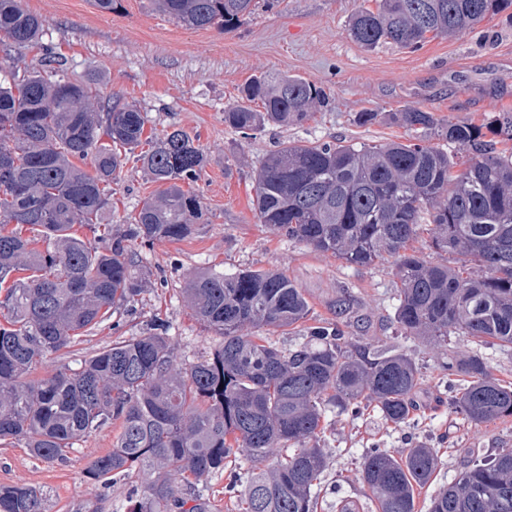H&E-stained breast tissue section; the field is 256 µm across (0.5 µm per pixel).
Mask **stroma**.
Here are the masks:
<instances>
[{
    "label": "stroma",
    "mask_w": 512,
    "mask_h": 512,
    "mask_svg": "<svg viewBox=\"0 0 512 512\" xmlns=\"http://www.w3.org/2000/svg\"><path fill=\"white\" fill-rule=\"evenodd\" d=\"M363 3L275 0L225 30L186 28L150 12L147 0H118L109 12L90 0H24L44 20L45 32L33 47L0 43V81L40 68L45 56L62 58L70 79L122 95L144 113L154 133L176 127L196 136L207 157L193 186L206 212L204 223L183 240L137 248L140 265L153 276L119 327L101 324L74 347L51 355L50 364L91 355L116 336L135 335L156 317L170 324L171 344L183 360L209 354L220 338L193 316L183 288L189 274L210 267L280 272L302 288L317 319L332 318L333 301L347 292L370 320L368 336L406 348L423 382L415 396L418 409L405 425L386 422L372 407L355 420L327 411L320 445L328 451V466L317 486L318 512H336L340 499L358 503L361 512H377L359 475L365 451L379 447L396 453L415 442L436 448L439 459L434 479L418 491L417 510L428 512L431 498L468 463L512 448V420L476 426L455 414L448 401L463 388V379L446 384L433 352L397 335L390 324L396 305L393 266H350L273 234L254 214V174L283 143L409 141L400 127L357 125L355 114L365 110L418 107L476 124L493 113L512 112V9L464 33L428 39L415 51L391 45L369 51L347 33L351 15ZM266 74L295 75L323 86L329 107L303 125L249 137L228 128L224 113L241 105L240 88ZM111 187L109 219L116 226L159 189L132 159ZM115 434L112 428L94 433L51 463L31 456L24 442L2 444L0 486L43 490L50 512H126L128 483L103 490L86 474L94 459L111 450Z\"/></svg>",
    "instance_id": "35a3bbf8"
}]
</instances>
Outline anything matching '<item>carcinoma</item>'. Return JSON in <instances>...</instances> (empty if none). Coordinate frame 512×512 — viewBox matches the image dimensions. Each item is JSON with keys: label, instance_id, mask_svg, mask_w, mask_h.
<instances>
[{"label": "carcinoma", "instance_id": "carcinoma-1", "mask_svg": "<svg viewBox=\"0 0 512 512\" xmlns=\"http://www.w3.org/2000/svg\"><path fill=\"white\" fill-rule=\"evenodd\" d=\"M148 2L183 26L226 30L259 4ZM375 2L348 24L369 51L385 44L415 51L430 35L463 33L512 7V0ZM42 32V19L22 0H0V34L12 44H36ZM50 63L56 68L46 76L32 71L0 82V444L22 441L33 456L54 461L93 433L118 428L112 451L87 474L103 488L141 477L127 512H208L195 485L241 453L251 462L247 480L234 474L224 486L241 512H317L312 489L327 467L319 445L326 408L355 419L370 403L385 421L406 424L422 384L406 350L355 335L346 296L336 300L335 319L310 325L303 290L281 273L201 271L185 294L196 318L222 337L210 354L178 361L170 325L155 319L73 367L32 377L49 355L137 301L146 273L131 244L193 233L202 205L183 185L206 164L186 131L145 138L146 116L120 94L105 97L65 76L61 61ZM241 98L247 104L224 112V125L245 136L270 124H303L329 100L323 87L287 75L255 77ZM256 101L258 109L250 106ZM376 122L401 126L413 140L283 145L257 170L255 215L347 265L392 261L391 323L437 351L443 373L465 378L450 400L456 412L476 425L511 419L512 383L495 377L479 351L461 355L449 340L512 348V150L497 148L512 141V113L480 125L418 108L355 115L358 125ZM455 151L471 154L459 171ZM133 154L161 189L121 233L83 239L75 226L103 224L110 184ZM90 155L91 172L79 166ZM298 324L307 341L288 350L245 333ZM437 466L432 448L395 455L371 448L360 479L378 512H416V489ZM46 501L37 488L0 486V512H48ZM429 512H512V448L473 461L436 493Z\"/></svg>", "mask_w": 512, "mask_h": 512}]
</instances>
